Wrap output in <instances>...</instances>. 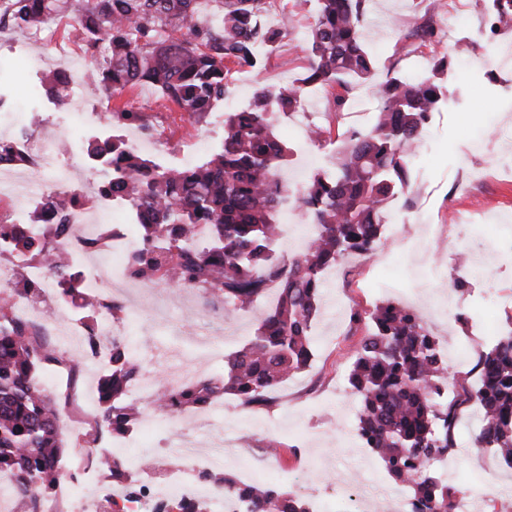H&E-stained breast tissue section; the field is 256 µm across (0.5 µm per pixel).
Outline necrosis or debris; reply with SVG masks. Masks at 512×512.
<instances>
[{"instance_id": "obj_1", "label": "necrosis or debris", "mask_w": 512, "mask_h": 512, "mask_svg": "<svg viewBox=\"0 0 512 512\" xmlns=\"http://www.w3.org/2000/svg\"><path fill=\"white\" fill-rule=\"evenodd\" d=\"M56 140L36 145L27 129L9 140V154L0 155V173L18 167L31 172L52 169L56 154L77 138L108 140L111 127L69 128L57 122ZM86 181L76 185L55 176L46 190L20 198L11 219H0V304L27 321L51 350L48 376L63 401L62 425L80 454L61 464L60 476L47 496L44 512H181L194 503L203 512H241L236 500L217 492L215 452L186 445L194 421L209 424L223 418L225 403L211 401L201 413L153 404L156 381L143 375L130 400L136 419L123 435L97 425L102 405L100 383L112 370V343L129 334L125 312L115 307L112 285L125 281L147 286L134 260L146 251H160L164 236L145 240L142 214L125 197L104 189L106 164L99 158L76 157ZM67 199L65 208L52 204ZM73 281L66 292L62 278ZM164 423L183 440L176 462L163 481L136 487L112 480L111 460L119 449L133 447L156 423Z\"/></svg>"}]
</instances>
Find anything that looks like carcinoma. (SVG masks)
I'll return each instance as SVG.
<instances>
[{
	"instance_id": "cac0c4a2",
	"label": "carcinoma",
	"mask_w": 512,
	"mask_h": 512,
	"mask_svg": "<svg viewBox=\"0 0 512 512\" xmlns=\"http://www.w3.org/2000/svg\"><path fill=\"white\" fill-rule=\"evenodd\" d=\"M214 11L200 16L195 0H65L86 35L91 83L107 99L142 82L194 123L206 121L224 99L231 66L259 63L288 35V22H262L270 0H212ZM367 0H318L307 46L308 67L287 88L261 86L250 107L224 119V149L200 165L161 172L129 151L119 136L88 142L94 156L107 151L112 171L105 184L128 196L149 219L140 232H163L176 249L152 253L144 264L160 272L172 265L175 286L209 283L224 300L227 315L248 306L265 282L277 284L273 306L263 313L254 336L224 356V372L158 392L164 406L202 408L210 399L232 400L243 408L265 405L289 377L310 367L312 323L319 311L323 274L348 256L372 257L379 245L385 206L409 182L411 148L418 141L442 87L437 75L448 67L437 59L432 75L417 80L393 73L373 83L361 25ZM62 9L59 0H0V18L38 29ZM492 17L512 23V0H492ZM433 12L422 15L409 36L428 47L437 42ZM181 36H175V33ZM109 54L96 58L98 44ZM357 83L377 102L368 130H354L337 153L334 170L317 174L299 204L312 226L309 248L288 259L276 255L282 204L279 178L291 147L274 133L272 114L302 107L309 86L344 92ZM69 81L63 70L40 80L47 96L62 102ZM205 226L210 250L181 245L196 225ZM0 470L18 475L13 495L33 502L49 494L63 458L60 407L40 382L39 346L28 326L0 305ZM368 326L348 366L347 383L358 398L357 430L381 461L387 476L407 491L423 512H455L465 489L437 476L432 462L455 447L459 416L476 398L481 416L473 437L512 470V330L474 350L467 372L448 375L443 350L419 312L393 302L370 311L351 310L350 324ZM127 343L112 342V374L103 379L97 424L126 431L135 410L128 391L138 370ZM219 488L237 498L245 512H313L310 501L273 484L246 481L227 471Z\"/></svg>"
}]
</instances>
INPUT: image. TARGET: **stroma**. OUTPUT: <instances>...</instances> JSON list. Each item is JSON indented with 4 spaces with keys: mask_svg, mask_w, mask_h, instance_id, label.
<instances>
[{
    "mask_svg": "<svg viewBox=\"0 0 512 512\" xmlns=\"http://www.w3.org/2000/svg\"><path fill=\"white\" fill-rule=\"evenodd\" d=\"M432 2L369 0L364 22L376 81L385 80L393 66L402 76L419 79L430 74L434 58L446 55L452 59L451 69L439 76L444 97L426 127L421 156L411 164L409 186L383 212L385 218L408 225V237L394 238L382 232L371 259L352 256L333 268V277L323 289L325 301L312 326L313 361L298 380L289 383L286 396L276 397L260 413L235 407L224 414L225 427L246 438L281 442L276 460L256 452L244 463L267 483H278L279 471H288L311 491L318 512H343L331 491L340 472H355L360 481L373 487L385 480L378 459L369 450L356 448L350 438L357 400L348 388L346 370L360 341L349 333L353 306L369 309L390 300L419 309L439 339L452 371L459 368L454 339L465 333L464 324L455 320L456 313L473 312L499 332L512 326V271H488L489 287L503 292L501 305L494 306L475 291L478 274L456 266L461 248L491 247L512 239V64L485 61L494 46L512 50V31L487 41L488 0H445L446 6L436 18L439 43L432 50L417 47L405 34L417 17L431 10ZM271 3L264 23L273 26L288 20L289 33L275 49L264 53L260 66L233 67L217 112L246 108L258 87L286 85L305 71L315 0L301 6L296 0ZM455 40L473 46L470 58L453 56L451 43ZM69 58L78 68L87 69L84 35L70 18L38 31L0 28V62L9 71V82L0 92V139L17 132L21 112L106 115L111 108L127 105L143 112L149 124L138 132L146 144L143 154L147 158H155L159 148L195 141L203 132V125L173 122L160 92L147 83L124 90L110 102L91 89L73 91L62 104L49 99L40 79ZM346 99L339 108L325 90H308L304 111L309 123L330 129L331 134L308 155L301 143L292 142V156L282 170L285 181L309 183L312 172L306 168L307 156L316 158L317 169L330 168L347 132L371 126L376 101L370 92L354 89ZM452 212L474 215L479 223L476 231H464L459 237L445 232ZM458 278L464 280L463 288H454ZM116 298L131 307L132 353L162 374L180 357L200 358L195 368L198 376L220 371L223 355L243 346L261 317L257 310L235 320L209 317L202 301L167 285L124 288ZM175 445V438L160 427L133 449L128 460L137 465L141 481L156 480L153 458Z\"/></svg>",
    "mask_w": 512,
    "mask_h": 512,
    "instance_id": "35a3bbf8",
    "label": "stroma"
}]
</instances>
